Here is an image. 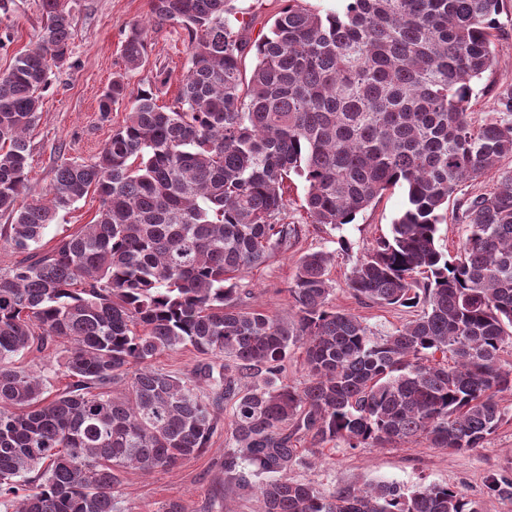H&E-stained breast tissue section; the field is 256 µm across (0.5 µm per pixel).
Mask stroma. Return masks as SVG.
Listing matches in <instances>:
<instances>
[{"label": "stroma", "mask_w": 512, "mask_h": 512, "mask_svg": "<svg viewBox=\"0 0 512 512\" xmlns=\"http://www.w3.org/2000/svg\"><path fill=\"white\" fill-rule=\"evenodd\" d=\"M73 36L69 59L50 76L51 84L42 94L40 119L28 139L32 151L30 185L43 191L57 167L65 161L87 160L96 155L113 130L122 125L129 103L114 106L109 117H101L98 103L113 74H123L131 90L153 87L160 103H170L190 66V50L179 25L154 23L149 0H70ZM142 24L148 41V61L136 70H125L120 49L128 30ZM44 24L40 0H0V31L9 41L0 43V73L7 71L15 57L32 47ZM496 35L497 63L493 71L475 81L470 102L471 117L481 122L488 113L501 109V101L512 91V0H503ZM166 72L168 84L156 83L157 72ZM306 183L292 177L288 183V221L297 225L299 237L290 247L276 251L260 267L245 270L239 277L236 304L242 309L258 308L273 318L288 321L296 309L288 288L294 280L301 255L333 253L329 277L332 303L384 334L408 322L404 308L381 306L356 297L348 278L357 262L387 236L393 221L404 210V188L386 191L379 201L357 214L341 228L311 223L304 209ZM99 207L90 196L60 212L42 239L50 249L61 235L77 231L94 217ZM507 416L484 448L451 453L442 448L413 442L396 447L352 450L332 443L310 451L299 441L304 462L295 466V480L332 491L348 486L364 487L379 481L395 482L407 489L421 484L448 485L479 501L483 512H512L488 490L493 478H512V392L499 396ZM231 408H224L211 443L198 457L169 470L149 474L129 469L122 475L123 499L134 512H159L162 504L178 500L186 512H200L206 501L217 500L215 512H259L256 491L239 489L224 478V450L230 437Z\"/></svg>", "instance_id": "35a3bbf8"}]
</instances>
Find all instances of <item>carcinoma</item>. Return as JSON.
<instances>
[{"label":"carcinoma","mask_w":512,"mask_h":512,"mask_svg":"<svg viewBox=\"0 0 512 512\" xmlns=\"http://www.w3.org/2000/svg\"><path fill=\"white\" fill-rule=\"evenodd\" d=\"M233 0H150L153 20L188 33L190 67L169 106L122 75L99 100L126 119L89 161H66L31 193L27 136L51 67L69 52V0H40L37 43L0 74V239L27 258L0 268V508L131 512L128 468L151 473L198 456L232 406L224 477L256 488L262 512H480L447 485L394 482L325 493L289 476L293 442L351 450L422 439L450 452L484 447L512 391L499 363L512 344V122L472 123V83L496 64L502 0H346L322 14L283 0L255 42ZM254 54L251 72L242 62ZM127 70L148 57L144 27L122 42ZM306 182L314 224L339 227L396 185L407 204L355 266L348 286L380 305L422 308L384 336L330 302L329 252L298 262L297 319L234 304L237 275L298 237L290 175ZM492 191L458 203L465 238L438 245L462 183ZM94 219L39 250L46 229L88 194ZM423 276L420 281L417 276ZM70 347L66 389L15 366L33 349ZM307 379L280 377L292 347ZM191 347L187 375L153 365ZM441 358H436V354ZM130 375L124 393L112 385ZM260 476L265 481L252 485ZM491 491L512 502V480Z\"/></svg>","instance_id":"obj_1"}]
</instances>
